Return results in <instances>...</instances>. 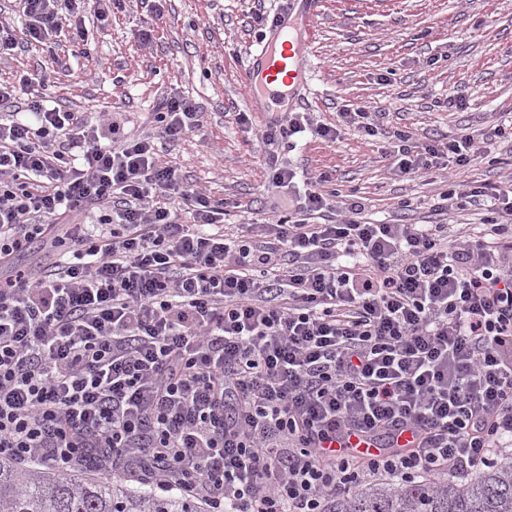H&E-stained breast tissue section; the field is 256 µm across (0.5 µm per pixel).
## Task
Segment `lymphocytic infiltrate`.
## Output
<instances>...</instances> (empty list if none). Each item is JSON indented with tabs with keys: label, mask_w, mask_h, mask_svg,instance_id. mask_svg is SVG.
I'll use <instances>...</instances> for the list:
<instances>
[{
	"label": "lymphocytic infiltrate",
	"mask_w": 512,
	"mask_h": 512,
	"mask_svg": "<svg viewBox=\"0 0 512 512\" xmlns=\"http://www.w3.org/2000/svg\"><path fill=\"white\" fill-rule=\"evenodd\" d=\"M112 6L18 0L0 56ZM16 96L0 84V458L130 477L211 512H326L376 477L466 480L512 446L511 194L453 246L444 224L362 223L355 198L305 223L329 206L325 178L275 150L337 131L289 112L263 133L288 206L229 235L223 205L157 165L152 136L35 89L6 111ZM199 115L180 93L156 105L174 138ZM388 156L396 176L442 177L486 153L398 130ZM162 198L189 203L190 223ZM36 242L44 265L19 268Z\"/></svg>",
	"instance_id": "lymphocytic-infiltrate-1"
}]
</instances>
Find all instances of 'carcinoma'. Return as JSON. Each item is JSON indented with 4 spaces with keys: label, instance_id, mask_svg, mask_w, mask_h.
I'll return each instance as SVG.
<instances>
[{
    "label": "carcinoma",
    "instance_id": "carcinoma-1",
    "mask_svg": "<svg viewBox=\"0 0 512 512\" xmlns=\"http://www.w3.org/2000/svg\"><path fill=\"white\" fill-rule=\"evenodd\" d=\"M0 512H202L180 495L126 493L113 482L80 484L62 472H34L0 460ZM326 512H512V455L466 483L384 480L338 495Z\"/></svg>",
    "mask_w": 512,
    "mask_h": 512
}]
</instances>
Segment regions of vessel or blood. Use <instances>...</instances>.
I'll return each mask as SVG.
<instances>
[{"label": "vessel or blood", "instance_id": "b4317fda", "mask_svg": "<svg viewBox=\"0 0 512 512\" xmlns=\"http://www.w3.org/2000/svg\"><path fill=\"white\" fill-rule=\"evenodd\" d=\"M299 3L297 12L284 14L278 25L265 33L242 73L253 111L273 112L272 97L276 94L285 93L300 101L312 92L308 46L319 0Z\"/></svg>", "mask_w": 512, "mask_h": 512}]
</instances>
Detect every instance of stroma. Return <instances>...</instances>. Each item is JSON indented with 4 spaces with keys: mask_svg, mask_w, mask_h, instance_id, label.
<instances>
[{
    "mask_svg": "<svg viewBox=\"0 0 512 512\" xmlns=\"http://www.w3.org/2000/svg\"><path fill=\"white\" fill-rule=\"evenodd\" d=\"M293 0H124L107 22L88 24L86 39L62 21L53 45H21L0 59V82L44 81L49 100L94 120L122 113L127 132L153 135L157 103L178 90L201 106L191 140H163L158 162L183 182L223 202L233 227L269 216L282 194L267 177L269 152L259 113L241 81L258 42L253 13L277 14ZM151 27L143 44L135 35ZM308 58L313 93L296 104L313 123L338 127L336 142L308 135L282 162L327 173L339 195L360 198L371 224L448 227V242L480 231L485 205L436 213L440 183L422 174L394 176L388 135L408 131L422 144L465 137L490 139V158L449 173L451 183L488 192L512 188V0H320ZM461 108L439 107L445 95ZM379 114L377 136L342 125V108ZM249 113V126L238 122Z\"/></svg>",
    "mask_w": 512,
    "mask_h": 512,
    "instance_id": "35a3bbf8",
    "label": "stroma"
}]
</instances>
